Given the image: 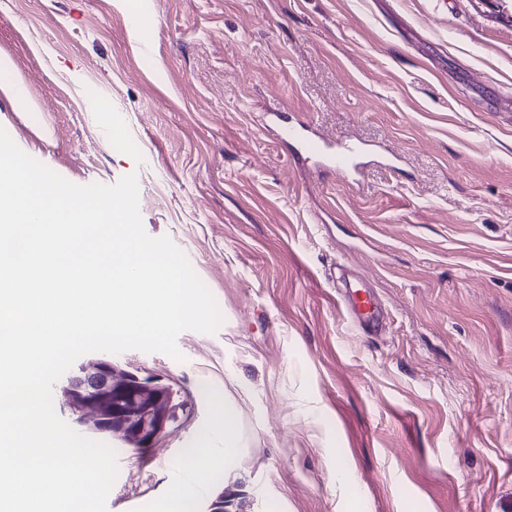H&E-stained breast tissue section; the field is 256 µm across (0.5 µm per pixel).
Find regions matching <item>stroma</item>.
Wrapping results in <instances>:
<instances>
[{
  "mask_svg": "<svg viewBox=\"0 0 512 512\" xmlns=\"http://www.w3.org/2000/svg\"><path fill=\"white\" fill-rule=\"evenodd\" d=\"M1 65L0 127L73 183L137 174L223 315L115 355L182 409L113 442L107 512H168L207 436L206 512L223 391L242 512H512V0H0ZM278 115L363 172L296 160ZM356 277L377 332L336 308ZM212 427L220 435H224V488L225 479L229 476L232 466L231 459L240 455L244 448L239 441V424L237 407L230 402L224 393V401L219 398L215 402Z\"/></svg>",
  "mask_w": 512,
  "mask_h": 512,
  "instance_id": "35a3bbf8",
  "label": "stroma"
}]
</instances>
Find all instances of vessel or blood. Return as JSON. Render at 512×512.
<instances>
[{
  "label": "vessel or blood",
  "mask_w": 512,
  "mask_h": 512,
  "mask_svg": "<svg viewBox=\"0 0 512 512\" xmlns=\"http://www.w3.org/2000/svg\"><path fill=\"white\" fill-rule=\"evenodd\" d=\"M280 138L294 145L296 154L319 160L333 171L343 173L359 169L364 148L350 141L328 140L304 134L302 126L289 124L281 127ZM338 308L362 328H377L382 319V304L378 297L366 288H351L336 299Z\"/></svg>",
  "instance_id": "b4317fda"
}]
</instances>
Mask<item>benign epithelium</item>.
<instances>
[{
    "label": "benign epithelium",
    "mask_w": 512,
    "mask_h": 512,
    "mask_svg": "<svg viewBox=\"0 0 512 512\" xmlns=\"http://www.w3.org/2000/svg\"><path fill=\"white\" fill-rule=\"evenodd\" d=\"M60 392L64 410L83 432L112 437L135 450L153 447L178 417L169 386L105 357L83 361Z\"/></svg>",
    "instance_id": "benign-epithelium-1"
}]
</instances>
